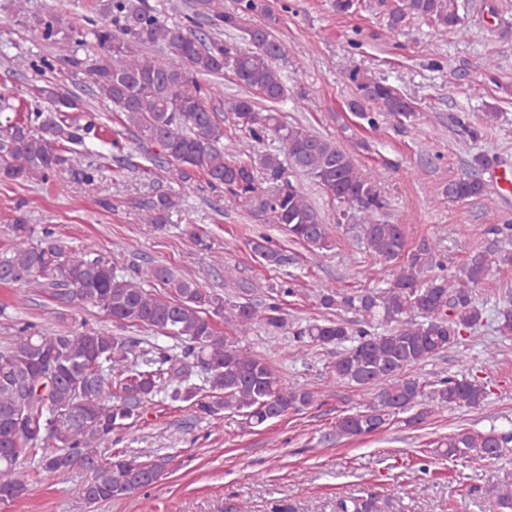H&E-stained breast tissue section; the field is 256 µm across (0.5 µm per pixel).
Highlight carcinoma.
<instances>
[{
	"label": "carcinoma",
	"mask_w": 512,
	"mask_h": 512,
	"mask_svg": "<svg viewBox=\"0 0 512 512\" xmlns=\"http://www.w3.org/2000/svg\"><path fill=\"white\" fill-rule=\"evenodd\" d=\"M459 10L458 0H394L388 31L393 34L416 17L463 36L466 29ZM263 11L261 0H237L231 11L224 10L220 0H191L190 13L171 22L147 0H97V18L62 37V16L50 9L36 18V24L41 38L54 46V55L40 58L35 67L51 72L57 62L71 65L81 83L125 116L139 140L159 146L180 178L203 174L211 188L224 189L240 207H259L268 223L281 226L292 240L315 250H328L333 244L330 225L289 179L291 169L347 205L341 215L351 208L360 212L361 223L354 229L368 250L388 263L401 260L391 268L388 287L380 296L369 291L341 294L327 285L316 289L323 308L353 309L360 315L356 323L326 318L293 331L305 347L337 349L331 366L336 380L378 387L364 408L338 418L340 436L378 433L404 413L409 414L406 425H417L428 417L431 402L444 408L479 406L487 391L475 380L444 379L427 393L423 383L404 372L447 351L479 324L482 312L475 292L488 275V259L476 253L459 279L418 285L420 271L432 258L431 246L424 242L417 250L406 251L403 225L381 220L379 174L362 169L349 152L305 126L281 122L275 105L287 100L291 91L277 68L279 62L288 63L285 43L265 24L252 26L250 48L221 39L222 32L242 29L247 17ZM201 19L209 23L212 36L197 35L195 26ZM160 44L168 47L170 57L154 54ZM88 48L94 53L78 56ZM226 70L267 106L258 110L246 97L224 106L254 141L272 137L281 143L288 162L276 152L245 161L226 157L221 146L224 128L207 106L208 89L196 79L221 76ZM349 79L356 94L353 105L369 125H375L376 118L363 112L366 103L397 118L412 116V104L393 87L357 70ZM36 98L47 106L0 120L1 180L20 185L45 182L88 139L97 137L94 122L67 116L83 105L56 82L43 80ZM258 170L274 185L273 191L262 186L255 175ZM485 192V183L471 172L449 181L441 195L460 201ZM10 233L12 246L0 254L1 283L52 289L64 307H98L116 322L147 327L175 344L153 343L145 349L135 338L104 329L83 326L49 332L33 323L18 327L12 345L0 349L1 504L27 496V473L18 461L30 452L36 455V468L48 478L77 467L86 471L82 495L91 504L156 483L168 468L167 458L142 465L109 445L112 434L139 417L158 396L209 416L235 410L253 427L314 403L312 393L284 386L266 361L226 341L212 319L224 316L243 336L256 324L282 330L288 318L279 300L262 308L247 303L226 306L221 295L165 265L136 268L119 277L111 261L67 247L48 228L34 240V229L22 215L14 219ZM250 245L270 266L294 261L264 235ZM415 312L425 320H415ZM376 321L394 328L375 333ZM510 443L512 432L461 430L448 437L443 453L478 463L499 458ZM338 508L373 512L374 501L342 500Z\"/></svg>",
	"instance_id": "1"
}]
</instances>
